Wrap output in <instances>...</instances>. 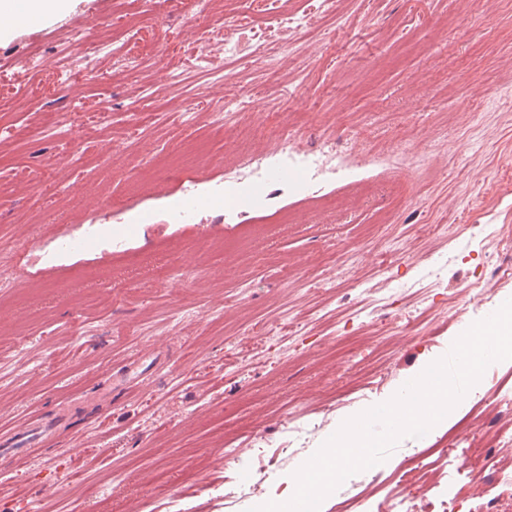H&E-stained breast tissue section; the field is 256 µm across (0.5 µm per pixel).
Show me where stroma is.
Returning a JSON list of instances; mask_svg holds the SVG:
<instances>
[{
    "label": "stroma",
    "mask_w": 512,
    "mask_h": 512,
    "mask_svg": "<svg viewBox=\"0 0 512 512\" xmlns=\"http://www.w3.org/2000/svg\"><path fill=\"white\" fill-rule=\"evenodd\" d=\"M265 3L77 0L0 41V441L60 429L0 457V512H247L512 298V0ZM457 415L327 512L475 497L440 450L468 416L512 458V360Z\"/></svg>",
    "instance_id": "1"
}]
</instances>
